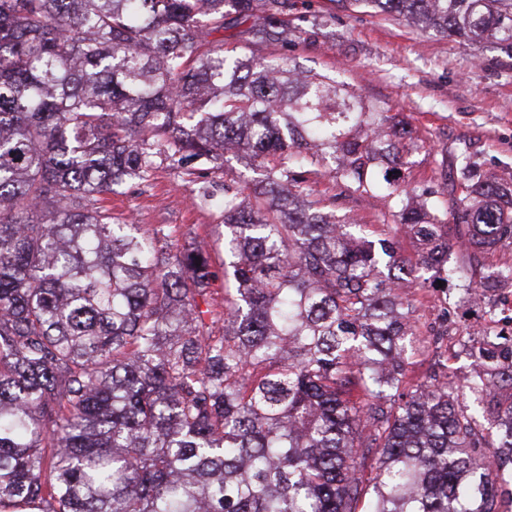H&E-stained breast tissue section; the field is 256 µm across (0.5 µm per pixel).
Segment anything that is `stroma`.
I'll return each mask as SVG.
<instances>
[{"label": "stroma", "instance_id": "35a3bbf8", "mask_svg": "<svg viewBox=\"0 0 512 512\" xmlns=\"http://www.w3.org/2000/svg\"><path fill=\"white\" fill-rule=\"evenodd\" d=\"M288 20L292 35L261 47V54L335 77L408 122L426 148L407 155V182L443 199L460 195L450 165L460 154L470 156L479 170L512 180V58L490 46L421 32L404 19L346 0H291ZM199 179L163 163L142 184L108 196L105 206L113 216L149 229L168 225L182 243L211 241L223 234L224 225L220 212L196 202ZM312 195L366 225L371 239L397 238L406 261L414 262L415 243L395 226L397 200H351L328 181L313 184ZM413 300L419 325L445 329L447 335L441 349L409 359L408 376L424 380L445 369L466 373L470 358L464 342L483 331L488 307L449 302L440 288L416 289Z\"/></svg>", "mask_w": 512, "mask_h": 512}]
</instances>
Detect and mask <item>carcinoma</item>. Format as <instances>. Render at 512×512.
<instances>
[{"label": "carcinoma", "mask_w": 512, "mask_h": 512, "mask_svg": "<svg viewBox=\"0 0 512 512\" xmlns=\"http://www.w3.org/2000/svg\"><path fill=\"white\" fill-rule=\"evenodd\" d=\"M512 58V0H353ZM290 0H0V512H502L512 489V335L411 384L431 343L408 288L446 283L448 215L476 256L512 247V189L458 160L443 206L405 182L413 133L285 58ZM260 171L198 199L221 268L106 196L156 159ZM328 179L407 202L418 244L311 198ZM224 278V309L211 284ZM512 284L471 273L458 301ZM375 477H365L366 469Z\"/></svg>", "instance_id": "cac0c4a2"}]
</instances>
